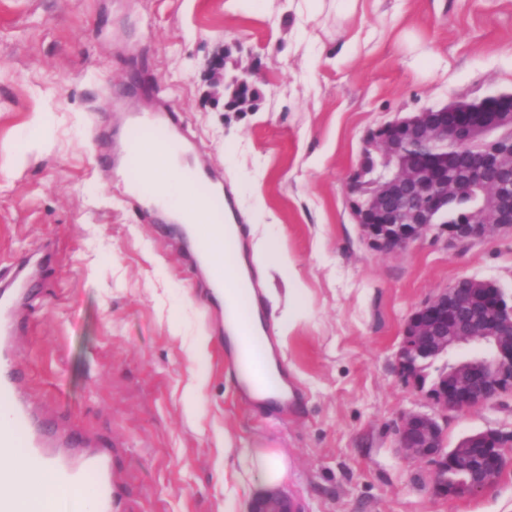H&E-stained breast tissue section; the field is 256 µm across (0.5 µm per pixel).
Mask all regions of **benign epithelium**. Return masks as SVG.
<instances>
[{
    "mask_svg": "<svg viewBox=\"0 0 512 512\" xmlns=\"http://www.w3.org/2000/svg\"><path fill=\"white\" fill-rule=\"evenodd\" d=\"M257 73L243 71L225 84L228 105L245 109L256 89ZM512 92L479 100L454 99L386 124L371 132L358 168L349 183L351 209L368 244L377 251L402 250L422 239L448 209L447 164L432 152L439 142L463 144L481 137L485 148L470 159L471 173L497 176L495 196L473 208L448 228V247L477 244L501 233H512ZM469 345L463 359H447ZM445 359L430 389L444 412L484 406L512 393V302L491 281L460 278L418 305L408 318L397 355L403 378L419 380L420 370ZM400 447L407 455L435 463L434 484L445 496L473 495L494 484L503 473L509 436L495 430L463 438L445 448L438 421L422 413L402 417ZM248 512H295L281 491L254 498Z\"/></svg>",
    "mask_w": 512,
    "mask_h": 512,
    "instance_id": "benign-epithelium-1",
    "label": "benign epithelium"
}]
</instances>
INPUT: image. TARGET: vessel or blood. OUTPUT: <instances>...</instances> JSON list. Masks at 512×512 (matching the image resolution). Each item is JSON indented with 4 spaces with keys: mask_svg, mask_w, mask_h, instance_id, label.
Wrapping results in <instances>:
<instances>
[{
    "mask_svg": "<svg viewBox=\"0 0 512 512\" xmlns=\"http://www.w3.org/2000/svg\"><path fill=\"white\" fill-rule=\"evenodd\" d=\"M152 134V143L159 152L179 149L185 153L195 150L194 143L184 135L178 112L162 103L150 110H133L126 123L113 167L128 176H136L142 158L141 139ZM198 194L210 210L233 223V235L217 230L194 229L196 257L210 260V274L204 283L207 300H216L226 292L225 273L235 271L241 247L247 236L245 225L236 221L235 205L224 190V181L208 168L194 171ZM32 276L26 265H16L0 275V404L4 405L10 429L1 438L10 445L22 448L33 462L49 467L56 482L63 487L77 486L86 476H94L97 486L96 512H126V503L119 488V478L113 467L114 449L96 448L77 431L57 428L52 419L41 414L28 399L23 385L24 375L16 360L14 340L23 325L18 319L20 295ZM232 303L228 324L238 336L236 368L249 378L256 391L266 398L284 394L282 376L269 367L275 344L270 337L257 336L251 331L252 317L260 306L258 288L239 286L229 291ZM13 473L0 472V512H22V500L8 492Z\"/></svg>",
    "mask_w": 512,
    "mask_h": 512,
    "instance_id": "obj_1",
    "label": "vessel or blood"
}]
</instances>
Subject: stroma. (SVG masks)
I'll return each mask as SVG.
<instances>
[{
	"mask_svg": "<svg viewBox=\"0 0 512 512\" xmlns=\"http://www.w3.org/2000/svg\"><path fill=\"white\" fill-rule=\"evenodd\" d=\"M0 0V269L37 263L16 339L25 389L53 421L119 441L130 512H246L228 448H274L300 512H512V465L482 492L443 497L431 461L398 444L404 414L435 416L446 447L512 433V395L441 412L398 369L416 306L461 277L512 296V234L465 251L434 225L406 250L371 249L349 176L368 133L457 98L512 91V0ZM258 64L259 98L228 112L208 59ZM162 89L221 171L295 392L248 404L201 296L205 273L166 215L127 202L97 144L111 115ZM38 147H30L32 137ZM302 298L287 333L288 291ZM209 337L203 357L192 344Z\"/></svg>",
	"mask_w": 512,
	"mask_h": 512,
	"instance_id": "35a3bbf8",
	"label": "stroma"
}]
</instances>
